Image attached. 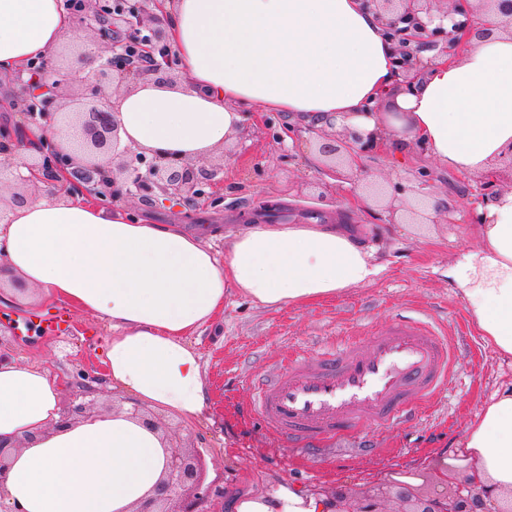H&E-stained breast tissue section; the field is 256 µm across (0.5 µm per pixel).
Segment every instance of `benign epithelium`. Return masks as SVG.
<instances>
[{
  "label": "benign epithelium",
  "instance_id": "obj_1",
  "mask_svg": "<svg viewBox=\"0 0 512 512\" xmlns=\"http://www.w3.org/2000/svg\"><path fill=\"white\" fill-rule=\"evenodd\" d=\"M432 1L445 5V12L437 17L450 18V28L433 24L437 17L430 9L419 6L421 0H361L362 7L378 16L384 26L394 48L393 63L399 79L406 81L429 67L409 51V45L431 29L444 33L441 54L450 62L472 41L492 34L493 29L475 23L480 13L493 14L503 28L512 26V0H427ZM152 2V10L137 3L127 12L118 13L125 25V34L120 37L102 23L100 0H85L76 22L104 43L97 67L86 70L85 55L80 53L76 66L43 64L28 72V79L17 77L22 92V120L0 127V188L9 186L14 191L8 198L0 195V215L28 203L27 190L40 183L48 188L84 189L111 204L137 201L154 205L161 196L193 204L205 197L213 204L223 200L214 189L223 185L224 165L196 166L174 152L121 145L117 120L121 96L143 82L175 83L172 49L157 13L159 0ZM137 42L146 44L145 61L124 54L128 44ZM33 129L43 136L34 142L31 160L20 164L16 161L17 152L30 141ZM48 130L65 133L69 147L64 149L46 136ZM378 145L380 142L373 137L364 138L350 131L340 141L321 143L319 151L326 157L348 155L355 160L363 148L374 149ZM21 166L27 168L29 176L19 174ZM503 192L499 170L493 168L483 174L479 187L482 205L495 202ZM81 387L83 390L63 404V426L91 414L92 392L84 383ZM129 414L167 442L163 473L151 493L134 504L132 512H201L211 497L223 496L220 490L202 487L198 460L190 451L191 433L172 430L165 420L138 403L132 404ZM10 456V449L1 442L0 512H23L16 505L4 503ZM486 496L475 484H450L444 479L425 493L410 484L399 485L393 493L348 497L338 492L336 503L339 512H493ZM389 501L395 503L394 508H387Z\"/></svg>",
  "mask_w": 512,
  "mask_h": 512
}]
</instances>
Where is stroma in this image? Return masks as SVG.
Returning <instances> with one entry per match:
<instances>
[{
	"instance_id": "obj_1",
	"label": "stroma",
	"mask_w": 512,
	"mask_h": 512,
	"mask_svg": "<svg viewBox=\"0 0 512 512\" xmlns=\"http://www.w3.org/2000/svg\"><path fill=\"white\" fill-rule=\"evenodd\" d=\"M258 118L260 129L243 126L223 151L197 159L201 165L223 160L221 205L203 200L188 208L179 200H162L149 208L126 204L123 212L134 220L210 234L220 253L225 235L272 200L277 224L350 225L365 246L375 247L385 269L369 286L300 306L264 309L227 295L219 323L190 336L210 397L207 413L190 424L201 478L228 496L280 484L324 496L399 483L428 488L440 477L437 460L463 442L500 383L512 380V363L482 339L468 303L447 276L461 251L479 245L477 179L449 169L419 143L399 154L368 150L333 170L308 124L284 112H262ZM430 203L452 207V216L437 213L432 223H423L417 208ZM392 205L399 208L394 222ZM61 307L70 312L69 331L43 335L24 328L25 320ZM422 309L449 331L463 324L467 333L459 338L461 381L414 427H363L331 441L325 456L313 458L244 414L247 396L236 387V377L261 372L270 361L332 342L341 333L365 337L385 328L392 315ZM0 323L17 326L15 335L0 337L17 363L47 369L66 382L91 373L102 381L96 405L111 397L104 364L111 331L95 316L67 300H41L35 292L6 286L0 288Z\"/></svg>"
}]
</instances>
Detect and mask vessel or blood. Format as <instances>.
I'll list each match as a JSON object with an SVG mask.
<instances>
[{"mask_svg": "<svg viewBox=\"0 0 512 512\" xmlns=\"http://www.w3.org/2000/svg\"><path fill=\"white\" fill-rule=\"evenodd\" d=\"M456 363L447 327L417 311L367 340L350 337L302 351L241 385L250 413L314 452L360 427L419 420L456 381Z\"/></svg>", "mask_w": 512, "mask_h": 512, "instance_id": "b4317fda", "label": "vessel or blood"}]
</instances>
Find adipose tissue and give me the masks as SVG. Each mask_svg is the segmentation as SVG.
Returning a JSON list of instances; mask_svg holds the SVG:
<instances>
[{
    "label": "adipose tissue",
    "instance_id": "ef3b65f1",
    "mask_svg": "<svg viewBox=\"0 0 512 512\" xmlns=\"http://www.w3.org/2000/svg\"><path fill=\"white\" fill-rule=\"evenodd\" d=\"M167 31L187 76L146 82L119 108L124 143L192 159L241 127L239 105L336 128L375 132L391 151L423 141L449 168L487 172L512 145V36L472 42L395 91L393 50L357 0H166ZM70 22L60 0H0V76L47 59ZM480 244L447 276L483 336L512 359V191L483 210ZM0 259L44 298H66L109 326L113 389L185 422L208 403L201 357L188 338L224 311L228 290L252 303L303 305L371 284L382 272L343 224L246 225L216 258L177 224H135L83 199L31 201L0 219ZM63 386L48 371L0 364V442L18 448L6 504L23 512H130L158 482L165 450L124 412L59 427ZM512 502V386L497 390L469 425L460 454L440 459ZM230 512H334L295 486L234 499Z\"/></svg>",
    "mask_w": 512,
    "mask_h": 512
}]
</instances>
